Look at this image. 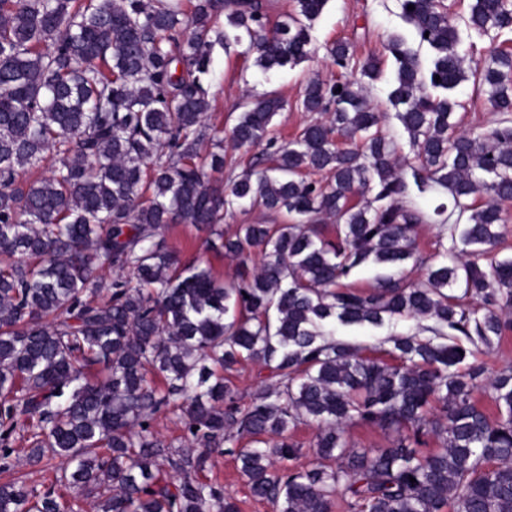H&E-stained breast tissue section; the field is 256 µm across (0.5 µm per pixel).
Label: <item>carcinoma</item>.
I'll use <instances>...</instances> for the list:
<instances>
[{
    "mask_svg": "<svg viewBox=\"0 0 512 512\" xmlns=\"http://www.w3.org/2000/svg\"><path fill=\"white\" fill-rule=\"evenodd\" d=\"M326 2L296 0L271 30L262 0H193L188 13L179 0H0V473L15 471L20 433L26 463L54 468L39 492L0 483V512H78L89 496L97 512H238L199 477L214 453L234 456L276 512H331L340 491L348 512H512V367L458 370L512 330V260L479 263L512 200V53L468 70L443 0H400L418 46L392 36L384 49L409 155L367 101L380 59L337 42L343 74L307 82L296 106L322 118L291 140L271 129L286 101L243 100L230 143L265 151L236 173L224 127L206 123L214 46L246 45L263 71L304 60ZM465 25L512 32V0H474ZM470 77L496 120L459 130L453 91ZM407 171L418 191L448 193L434 211L442 261L416 280L400 268L427 216ZM235 207L318 220L226 235ZM169 224L207 233L209 250L238 260L234 277L181 263ZM370 261L399 272L340 287ZM401 317L425 337H390L394 364L331 331ZM243 359L267 371L245 408L224 376ZM484 380L495 418L471 400ZM163 410L191 449L155 430ZM350 424L395 437L358 450ZM301 425L317 429L318 462L277 466L297 455L288 432ZM245 435L253 446L239 447ZM430 438L440 448L421 450Z\"/></svg>",
    "mask_w": 512,
    "mask_h": 512,
    "instance_id": "cac0c4a2",
    "label": "carcinoma"
}]
</instances>
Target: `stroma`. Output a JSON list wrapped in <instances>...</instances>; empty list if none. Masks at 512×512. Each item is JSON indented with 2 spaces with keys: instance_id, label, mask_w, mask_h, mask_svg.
<instances>
[{
  "instance_id": "1",
  "label": "stroma",
  "mask_w": 512,
  "mask_h": 512,
  "mask_svg": "<svg viewBox=\"0 0 512 512\" xmlns=\"http://www.w3.org/2000/svg\"><path fill=\"white\" fill-rule=\"evenodd\" d=\"M393 34L400 35L409 46L417 44L413 26L401 15L399 0H328L313 25L314 52L298 65H287L266 73L255 66L253 58L240 56L238 47L215 48L208 78L211 108L207 121L213 125L232 126L245 94L273 95L286 102L285 108L274 119L277 135L286 140L293 138L313 119L312 113L296 107V99L310 79H336L337 71L329 60L327 49L336 42L344 41L358 57L371 54L382 57L383 73L380 79L370 83L368 100L371 107L380 113L383 123L395 130L398 155H407L408 136L387 101L394 66L384 57V45ZM455 96L461 103L455 118L462 129L484 128L493 124L495 116L483 97L476 95L472 82L466 81L458 86ZM164 237L182 261L209 264L217 275L227 279L234 276L236 260L207 251L203 244L204 233L192 225H171L165 229ZM415 326L416 321L412 318H401L380 328L340 324L335 328V336L373 347L385 344L392 335L411 333ZM205 477L223 485L225 493L237 501L239 512H275L271 504L250 495L233 456H213L207 463Z\"/></svg>"
}]
</instances>
